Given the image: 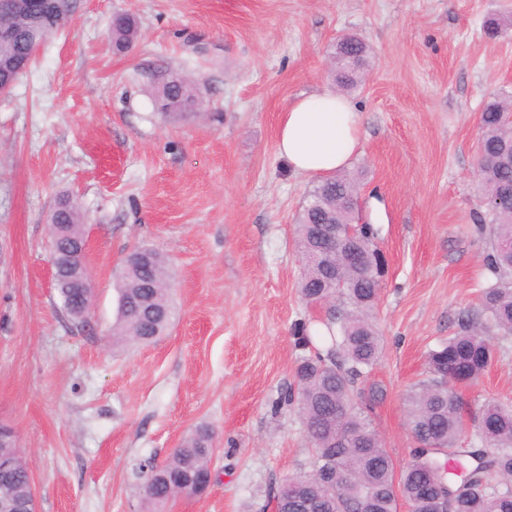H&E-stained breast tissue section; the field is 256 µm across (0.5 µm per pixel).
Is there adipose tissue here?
Wrapping results in <instances>:
<instances>
[{
	"label": "adipose tissue",
	"instance_id": "adipose-tissue-1",
	"mask_svg": "<svg viewBox=\"0 0 512 512\" xmlns=\"http://www.w3.org/2000/svg\"><path fill=\"white\" fill-rule=\"evenodd\" d=\"M359 145L360 114L340 93L300 95L279 125L278 153L303 177H325L347 168Z\"/></svg>",
	"mask_w": 512,
	"mask_h": 512
}]
</instances>
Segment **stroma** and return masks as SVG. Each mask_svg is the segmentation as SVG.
Segmentation results:
<instances>
[{"mask_svg": "<svg viewBox=\"0 0 512 512\" xmlns=\"http://www.w3.org/2000/svg\"><path fill=\"white\" fill-rule=\"evenodd\" d=\"M121 10L140 30L123 54L109 33ZM346 35L372 49L348 93L361 114L349 170L386 260L370 418L409 461L406 395L495 282L494 238L475 221L478 116L512 95V0H78L0 96V422L37 512H140L139 463L201 424L216 432L215 479L165 512H260L269 485L309 470L301 419L278 398L304 354L297 324L326 319L298 291L295 222L314 181L279 156L277 129L295 98L334 89ZM166 65L197 81L199 116L156 115L147 90ZM65 195L87 216L83 328L50 277L48 216ZM140 246L169 257L176 316L154 343L116 347L117 277ZM489 336L493 365L460 392L470 413L512 402V335Z\"/></svg>", "mask_w": 512, "mask_h": 512, "instance_id": "1", "label": "stroma"}]
</instances>
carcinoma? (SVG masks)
Segmentation results:
<instances>
[{
  "instance_id": "cac0c4a2",
  "label": "carcinoma",
  "mask_w": 512,
  "mask_h": 512,
  "mask_svg": "<svg viewBox=\"0 0 512 512\" xmlns=\"http://www.w3.org/2000/svg\"><path fill=\"white\" fill-rule=\"evenodd\" d=\"M43 16L32 23L19 14L10 20L18 37L12 53L29 57L34 43L42 44L63 29ZM112 42L125 52L132 48L138 28L135 18L118 12L112 17ZM368 56L359 40L336 44L332 59L337 84L358 86V71ZM152 100L168 108L163 116L182 119L201 105L196 85L171 71L152 89ZM512 102L496 96L480 113L479 187L484 210L480 226L491 227L495 238L487 265L496 282L485 289L480 309L461 319V333L448 337L429 355L428 378L407 398L409 426L417 443L410 461L396 468L378 432L360 406L358 388L383 351V339L373 316L378 283L369 272L374 230L366 228L357 240L359 262L349 266L341 253L322 250L324 231L344 233L354 221L348 202L358 197L351 175L321 180L307 193L297 217V250L302 266L300 294L308 305H326L330 323L321 337L322 349L301 359L295 386L281 394L279 404L298 409L312 447L311 471L285 479L269 489L266 503L278 512H396L398 499L419 512H512V489L500 491L489 476L512 481V403L485 402L474 418L478 445L460 446L465 423L459 388L476 384L495 358L487 331L512 334ZM67 225L62 243L74 250L84 242V214L77 200L64 196L52 213ZM173 278L168 258L154 249L142 257L129 253L117 288L118 305L112 326L115 343L149 344L168 330L174 316ZM215 432L198 427L172 450L161 470L147 459L139 465L145 512L177 496L204 493L213 480L209 459ZM338 473L344 481L330 482ZM30 469L21 452L0 447V482L7 481L18 500L30 491Z\"/></svg>"
}]
</instances>
